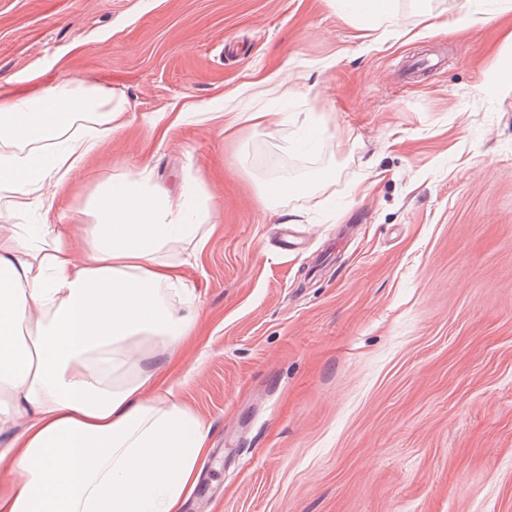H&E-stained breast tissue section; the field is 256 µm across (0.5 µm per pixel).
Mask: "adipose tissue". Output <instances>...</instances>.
<instances>
[{"label":"adipose tissue","mask_w":512,"mask_h":512,"mask_svg":"<svg viewBox=\"0 0 512 512\" xmlns=\"http://www.w3.org/2000/svg\"><path fill=\"white\" fill-rule=\"evenodd\" d=\"M124 112L72 79L0 100V206L52 211L55 194ZM146 170L111 184L81 241L56 225H0V512H181L208 438L172 402L197 312L172 245L198 239L186 191L147 190Z\"/></svg>","instance_id":"1"}]
</instances>
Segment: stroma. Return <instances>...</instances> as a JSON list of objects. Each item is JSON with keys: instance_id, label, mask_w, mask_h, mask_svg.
I'll list each match as a JSON object with an SVG mask.
<instances>
[{"instance_id": "35a3bbf8", "label": "stroma", "mask_w": 512, "mask_h": 512, "mask_svg": "<svg viewBox=\"0 0 512 512\" xmlns=\"http://www.w3.org/2000/svg\"><path fill=\"white\" fill-rule=\"evenodd\" d=\"M395 4L399 29L331 0H0V99L126 103L52 223L83 234L145 167L216 227L166 255L199 312L173 399L210 446L183 512H512V16ZM259 147L323 190L269 214Z\"/></svg>"}]
</instances>
